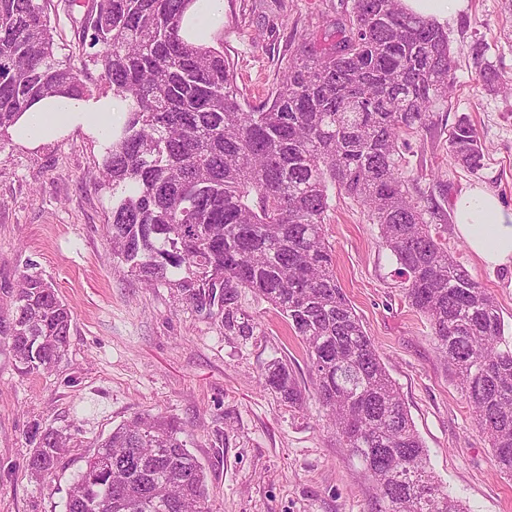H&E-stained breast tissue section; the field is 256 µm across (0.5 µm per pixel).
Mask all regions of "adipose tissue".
<instances>
[{"label": "adipose tissue", "mask_w": 512, "mask_h": 512, "mask_svg": "<svg viewBox=\"0 0 512 512\" xmlns=\"http://www.w3.org/2000/svg\"><path fill=\"white\" fill-rule=\"evenodd\" d=\"M224 18V0H195L185 20L187 34L207 41ZM115 99L102 96L72 99L53 96L23 112L12 128L15 140L29 147L82 127L103 143L112 140L117 121ZM458 234L486 267H512V209L481 187H473L453 203Z\"/></svg>", "instance_id": "ef3b65f1"}]
</instances>
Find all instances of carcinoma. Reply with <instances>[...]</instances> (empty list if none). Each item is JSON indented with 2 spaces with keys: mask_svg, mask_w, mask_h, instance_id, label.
Returning a JSON list of instances; mask_svg holds the SVG:
<instances>
[{
  "mask_svg": "<svg viewBox=\"0 0 512 512\" xmlns=\"http://www.w3.org/2000/svg\"><path fill=\"white\" fill-rule=\"evenodd\" d=\"M194 0H89L81 45L92 50L128 117L106 148L99 187L124 189L106 231L128 272L175 289L195 311L243 334L238 290L276 309L308 356L334 433L376 489L373 512H468L435 479L427 449L336 278L324 233L331 192L362 205L395 257L408 304L465 389L499 469L512 475V341L494 296L448 253L436 208L414 197L404 152L447 107L454 56L440 23L403 0H353L331 40L302 43L266 102L241 94L224 46L182 35ZM90 97L60 65L46 0H0V135L33 103ZM448 152L482 167L475 126L460 117ZM72 313L52 283L21 274L0 324L17 370H51L70 346ZM263 386L302 403L288 365ZM162 415L140 413L93 444L65 512H209L204 470ZM69 437L35 428L27 469L51 475Z\"/></svg>",
  "mask_w": 512,
  "mask_h": 512,
  "instance_id": "obj_1",
  "label": "carcinoma"
}]
</instances>
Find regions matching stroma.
<instances>
[{
    "instance_id": "1",
    "label": "stroma",
    "mask_w": 512,
    "mask_h": 512,
    "mask_svg": "<svg viewBox=\"0 0 512 512\" xmlns=\"http://www.w3.org/2000/svg\"><path fill=\"white\" fill-rule=\"evenodd\" d=\"M72 0H48L56 56L107 93L78 42ZM352 0H224V54L250 104L279 80L303 36L332 31ZM454 91L429 130L411 138L408 169L420 193L451 213L474 186L512 207V95L479 81V63L512 78V0H467L446 23ZM468 115L484 148L470 172L451 159L448 135ZM104 149L81 129L30 148L0 136V319L19 275L51 281L73 314L70 346L51 371L23 375L0 342V512H64L68 488L97 440L141 412L178 421L205 469L210 512H370L371 485L327 428L305 350L280 315L249 290L236 305L250 335L224 329L176 291L150 286L112 254L105 226L112 190L95 187ZM448 251L495 296L512 332V268L490 270L454 221ZM336 276L396 383L439 483L469 512H512V477L497 467L459 382L435 349L429 323L407 304L378 225L346 195L325 218ZM287 362L305 395L288 407L263 387L272 361ZM62 430L70 446L53 475L26 469L35 426Z\"/></svg>"
}]
</instances>
